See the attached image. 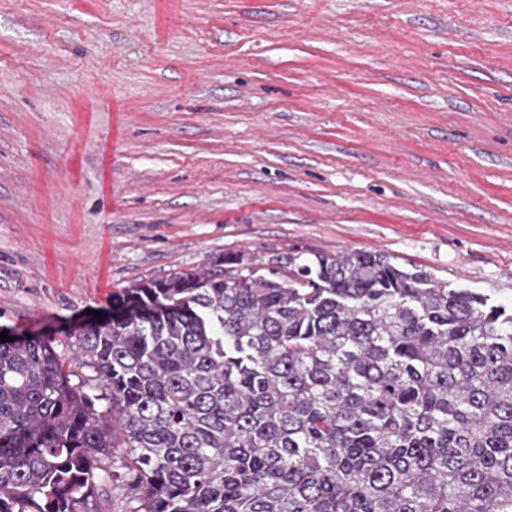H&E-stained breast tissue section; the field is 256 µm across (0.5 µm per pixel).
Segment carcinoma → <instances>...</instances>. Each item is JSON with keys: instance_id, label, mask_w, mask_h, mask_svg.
<instances>
[{"instance_id": "obj_1", "label": "carcinoma", "mask_w": 512, "mask_h": 512, "mask_svg": "<svg viewBox=\"0 0 512 512\" xmlns=\"http://www.w3.org/2000/svg\"><path fill=\"white\" fill-rule=\"evenodd\" d=\"M228 254L0 342V512H512V307L383 252ZM97 487L98 492L90 501V509L94 512H133V507L138 505L136 502H130L131 499L122 490L119 478L98 484Z\"/></svg>"}]
</instances>
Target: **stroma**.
<instances>
[{"mask_svg": "<svg viewBox=\"0 0 512 512\" xmlns=\"http://www.w3.org/2000/svg\"><path fill=\"white\" fill-rule=\"evenodd\" d=\"M380 251L512 305V0H0V326Z\"/></svg>", "mask_w": 512, "mask_h": 512, "instance_id": "obj_1", "label": "stroma"}]
</instances>
